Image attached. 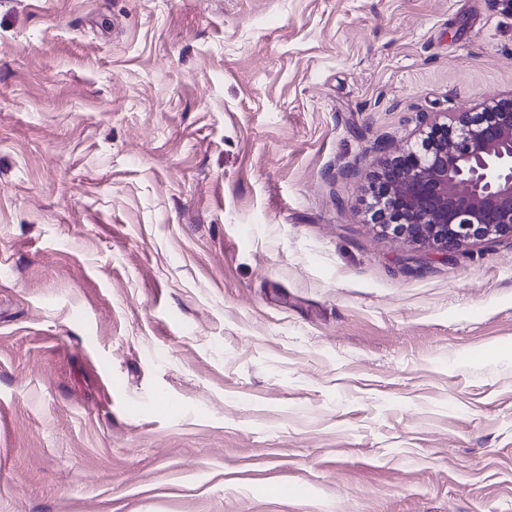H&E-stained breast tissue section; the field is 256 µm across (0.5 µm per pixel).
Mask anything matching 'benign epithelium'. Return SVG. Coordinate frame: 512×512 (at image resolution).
Segmentation results:
<instances>
[{
    "instance_id": "7a95c632",
    "label": "benign epithelium",
    "mask_w": 512,
    "mask_h": 512,
    "mask_svg": "<svg viewBox=\"0 0 512 512\" xmlns=\"http://www.w3.org/2000/svg\"><path fill=\"white\" fill-rule=\"evenodd\" d=\"M422 124L375 179V225L447 260L477 242L512 239V95L449 126Z\"/></svg>"
}]
</instances>
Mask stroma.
I'll list each match as a JSON object with an SVG mask.
<instances>
[{
  "label": "stroma",
  "instance_id": "1",
  "mask_svg": "<svg viewBox=\"0 0 512 512\" xmlns=\"http://www.w3.org/2000/svg\"><path fill=\"white\" fill-rule=\"evenodd\" d=\"M509 94L505 0H0V512H512V240L370 219Z\"/></svg>",
  "mask_w": 512,
  "mask_h": 512
}]
</instances>
